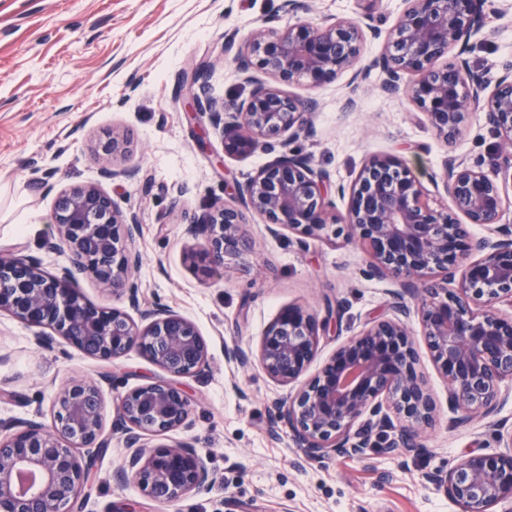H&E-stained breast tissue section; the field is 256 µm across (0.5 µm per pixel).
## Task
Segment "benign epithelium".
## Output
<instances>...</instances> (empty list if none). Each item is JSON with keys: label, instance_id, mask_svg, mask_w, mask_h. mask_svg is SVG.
Listing matches in <instances>:
<instances>
[{"label": "benign epithelium", "instance_id": "benign-epithelium-1", "mask_svg": "<svg viewBox=\"0 0 512 512\" xmlns=\"http://www.w3.org/2000/svg\"><path fill=\"white\" fill-rule=\"evenodd\" d=\"M406 2L384 51L367 69L380 70L388 93L400 90L404 75H414L410 100L450 144L472 113H483L498 138V168L512 173V65L491 83L465 57L485 27L487 0ZM370 20L367 14L322 27L265 26L242 44L238 32H228L224 53L252 89L226 110L209 97L206 70L195 67L180 82L184 106L223 127L228 156L249 157L275 142L284 146L310 131L317 103L285 95L277 85L306 79L316 87L349 71L356 82L364 29L379 35ZM256 69L271 83L255 79ZM127 145V135L115 133L99 146L103 179H140V169L115 164ZM442 170L452 198L447 212L429 207L421 182L397 156L370 157L349 186L334 188L330 175L314 168L308 156L284 150L250 180L227 186L229 200L213 202L189 220V232L205 236L203 248L190 254L205 278L224 268L225 257L249 248L244 224L251 213L274 236L282 230L298 234L302 246L308 239L358 243L370 258L368 274L397 285L391 291L396 317L373 321L337 347L287 402L272 401L275 422L288 428L306 460L360 455L375 427L392 432L379 443L382 452L410 456L421 450L419 427L433 420L437 405L418 369L408 327L409 299L416 296L423 335L448 381L456 423H467L474 409L492 411L500 384L512 380V315L497 310L499 304L512 307V225L500 223L503 188L452 154ZM334 192L348 197L343 214L336 212ZM52 224L55 233L45 244L66 247L71 266L50 273L31 256L0 253V312L36 328L41 348L53 347L62 336L85 354L111 361L136 346L172 377L204 374L209 346L196 325L158 303L141 308L132 280L141 264L131 248L141 232L135 212H122L98 185H77L56 197ZM475 226L487 234H475ZM83 275L124 293L140 321L123 309L86 304L79 294ZM454 281L458 285L450 293ZM325 330L315 313L290 305L268 327L258 351L234 344L225 357L242 369L256 359L273 380L288 385L308 370ZM103 410L98 384L77 381L63 390L52 426L29 419L0 422V512H81L91 461H82L75 450L108 447ZM190 414V397L168 381L121 396L112 435L126 453L113 478L136 479L158 503L208 491L214 471L191 444L151 449L142 442L146 432L187 424ZM507 447L511 452L468 454L426 479L458 512H494L497 504L512 501V434Z\"/></svg>", "mask_w": 512, "mask_h": 512}]
</instances>
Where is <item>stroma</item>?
I'll return each mask as SVG.
<instances>
[{
  "label": "stroma",
  "instance_id": "1",
  "mask_svg": "<svg viewBox=\"0 0 512 512\" xmlns=\"http://www.w3.org/2000/svg\"><path fill=\"white\" fill-rule=\"evenodd\" d=\"M281 0H0V252L22 251L54 273L71 262L66 251L47 249L56 194L75 185L103 184L118 208L134 210L142 225L135 248L143 263L135 274L143 304L161 303L191 320L209 343L204 375L176 383L192 400L188 426L149 433L151 447L191 443L217 476L209 491L176 502L151 500L137 481L121 484L112 472L124 455L119 441L96 451L93 484L83 512H457L426 471L448 468L472 453H499L501 425H512V381L490 415L466 425L453 422L448 383L433 363L419 319H411L419 369L437 402L434 422L413 458L367 449L353 457L302 461L285 427L275 426L269 404L293 394L260 365L242 370L224 357L226 346L258 348L279 311L289 305L328 319L309 374L369 322L389 319L392 283L364 275L369 258L360 246L311 240L292 232L268 234L250 214L248 251L225 259L209 279L187 255L204 237L187 222L225 183L245 181L274 159L271 151L246 158L225 155L222 129L193 118L178 96V79L195 64L207 65L212 98L231 106L250 86L224 55V35L246 37L268 18L295 23ZM404 0H315L313 24L331 17L372 15L383 34L395 26ZM488 81L512 64V8L491 0L481 40L469 53ZM383 76L371 70L357 90L347 76L319 87L282 85L284 94L313 98L318 109L309 134L291 141L332 183L348 184L375 154L405 159L419 177L430 206L451 200L433 181L448 151L467 163L497 171L496 139L482 113H473L454 143H445L406 93L386 94ZM128 133L125 166L140 167L135 182H105L95 154L113 133ZM35 331L0 312V419L51 424L56 401L71 381L98 383L104 425L126 392L167 380V373L139 349L110 362L90 357L65 339L39 348Z\"/></svg>",
  "mask_w": 512,
  "mask_h": 512
}]
</instances>
